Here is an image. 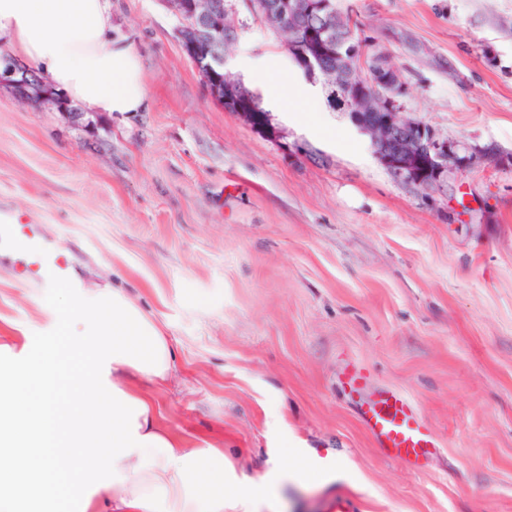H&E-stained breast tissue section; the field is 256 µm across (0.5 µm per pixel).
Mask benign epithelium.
Here are the masks:
<instances>
[{"mask_svg": "<svg viewBox=\"0 0 512 512\" xmlns=\"http://www.w3.org/2000/svg\"><path fill=\"white\" fill-rule=\"evenodd\" d=\"M238 1L264 27L285 35L282 47L292 56H303V72L308 78H316V65L321 59L336 57V82L325 85L331 105L337 104L349 114L353 124L369 136L377 159L405 185L432 190L447 182L453 172L471 168L481 158L479 150L452 142L433 127L403 115L400 100L408 92L407 83L386 53L367 57L366 46L376 44V39L365 38L364 30H359V38L346 53L336 52L333 31L345 22V15L334 0H222L205 11L199 0H165L181 20L178 35L182 49L202 75L210 96L230 105L248 124L256 125V108L242 95L239 75L224 65V59L215 52V45L224 36L226 19L235 15ZM313 12L324 18L320 31H300L296 18ZM356 62L370 64L373 93L343 78V71ZM3 86L40 106H67L35 70L0 55V87Z\"/></svg>", "mask_w": 512, "mask_h": 512, "instance_id": "1", "label": "benign epithelium"}]
</instances>
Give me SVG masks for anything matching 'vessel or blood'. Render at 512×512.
Returning <instances> with one entry per match:
<instances>
[{
	"label": "vessel or blood",
	"instance_id": "obj_1",
	"mask_svg": "<svg viewBox=\"0 0 512 512\" xmlns=\"http://www.w3.org/2000/svg\"><path fill=\"white\" fill-rule=\"evenodd\" d=\"M71 246L48 238L31 216L0 209V267L35 288L78 287ZM340 383L357 403L359 416L376 447L412 467H421L439 441L413 402L393 389L371 390L366 371L347 365Z\"/></svg>",
	"mask_w": 512,
	"mask_h": 512
}]
</instances>
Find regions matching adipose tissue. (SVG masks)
<instances>
[{
	"label": "adipose tissue",
	"instance_id": "obj_1",
	"mask_svg": "<svg viewBox=\"0 0 512 512\" xmlns=\"http://www.w3.org/2000/svg\"><path fill=\"white\" fill-rule=\"evenodd\" d=\"M0 42L94 115L148 107L141 57L110 0H0ZM167 336L116 288L81 297L62 340L0 361V512H226L240 501L222 449L188 448L137 380L171 373Z\"/></svg>",
	"mask_w": 512,
	"mask_h": 512
}]
</instances>
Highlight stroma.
<instances>
[{"mask_svg":"<svg viewBox=\"0 0 512 512\" xmlns=\"http://www.w3.org/2000/svg\"><path fill=\"white\" fill-rule=\"evenodd\" d=\"M408 85L407 116L482 150L433 198L398 182L347 113L214 101L164 0H112L149 107L72 120L0 89V207L81 247L76 288L0 269V344L37 354L88 288L122 290L168 337L148 387L186 447L224 450L257 512H512V0H336ZM230 65L301 80L246 8ZM412 399L441 447L412 470L376 448L338 376ZM323 481L292 476L298 461Z\"/></svg>","mask_w":512,"mask_h":512,"instance_id":"stroma-1","label":"stroma"}]
</instances>
